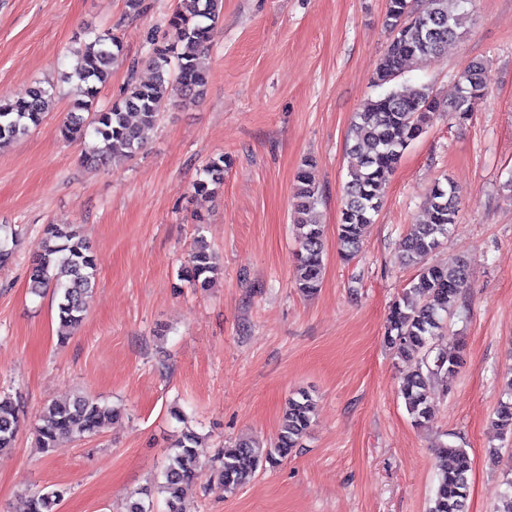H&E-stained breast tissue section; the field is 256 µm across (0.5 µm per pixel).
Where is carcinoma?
<instances>
[{"label":"carcinoma","mask_w":512,"mask_h":512,"mask_svg":"<svg viewBox=\"0 0 512 512\" xmlns=\"http://www.w3.org/2000/svg\"><path fill=\"white\" fill-rule=\"evenodd\" d=\"M463 0H431V7L419 11L414 0H387L386 27L393 36L376 71V85L382 87L402 73L409 63L426 64L438 57L448 42L465 31L469 13ZM223 0H177L168 19L171 37L149 48L148 66L153 78L148 82L127 83L119 98L107 106L98 105L101 89L110 81V65L123 53L120 37L108 29L97 31L72 50L74 64L67 79H76L75 99L59 128L67 141L95 143L84 155L93 166H107L129 159L142 148L171 101L179 94L185 101H196L206 91L209 68L206 53L212 32L220 18ZM485 63L472 61L461 71L458 92L448 103V111L461 118L474 112L487 96ZM52 86L36 84L18 99L0 98V146L37 128L55 105ZM442 106L433 90L422 85L415 89L393 87L383 91L361 112L354 114L355 143L347 149L349 179L343 188L338 240L345 259L360 249L366 225L384 202L386 176L400 163L407 148L426 130L433 113ZM224 157L209 159L203 177L194 184L198 195H211L224 185ZM304 165L293 193V224L299 249L295 254V284L306 295L321 287L324 272L323 227L314 213L320 189L312 172ZM459 188L450 180L435 184L426 201V219L415 225L404 242V261L416 268L411 287L390 307L385 341L395 355L416 361L400 388L406 409L417 425L435 417L431 381L440 374L457 373L462 364L460 343L442 344L448 318L469 288L466 262L458 259L444 267L429 261L448 238L460 211ZM189 282L207 288L221 267L204 237L198 236L189 255ZM96 263L90 244L79 232L63 224H47L43 229V249L30 275V292L54 290L57 298L59 336L67 339L83 321L94 297ZM505 399L495 411V425L506 437L512 436V378L503 389ZM313 398L305 390L288 398L276 441L265 448L253 439H242L224 448L218 465L207 479L226 493L239 489L257 472L275 466L301 446L311 422ZM118 412L91 396L77 394L65 402L45 406L34 427L38 447L52 453L65 439L98 434ZM21 425L17 404L0 394V451L13 447ZM199 436L187 429L170 448L161 472V481L138 493L128 512H153L160 496L164 512H182L186 490L202 477L197 468ZM438 460L437 486L428 512H467L470 493L471 460L464 448L441 445L435 449ZM504 461L506 489L502 506L496 512H512V450L498 455ZM64 495L62 489L37 492L28 500L27 512H56Z\"/></svg>","instance_id":"cac0c4a2"}]
</instances>
